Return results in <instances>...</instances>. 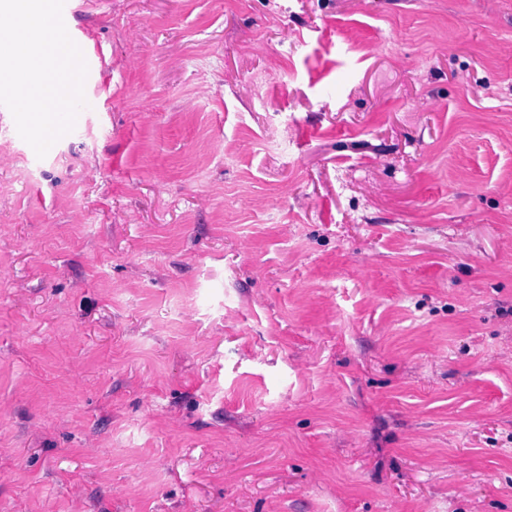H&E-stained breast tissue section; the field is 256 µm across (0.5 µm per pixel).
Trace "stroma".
I'll use <instances>...</instances> for the list:
<instances>
[{"mask_svg": "<svg viewBox=\"0 0 512 512\" xmlns=\"http://www.w3.org/2000/svg\"><path fill=\"white\" fill-rule=\"evenodd\" d=\"M75 8L99 115L0 129V512H512V0Z\"/></svg>", "mask_w": 512, "mask_h": 512, "instance_id": "obj_1", "label": "stroma"}]
</instances>
